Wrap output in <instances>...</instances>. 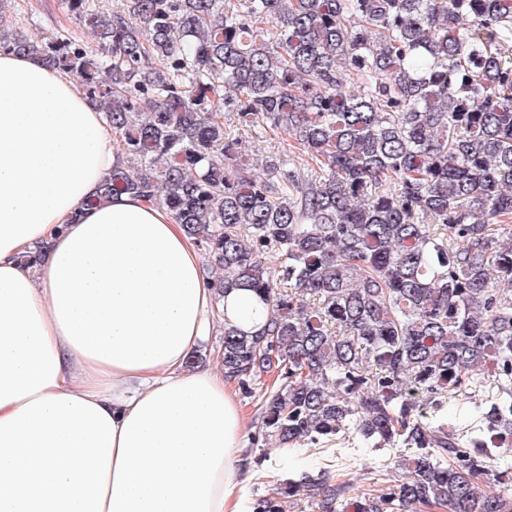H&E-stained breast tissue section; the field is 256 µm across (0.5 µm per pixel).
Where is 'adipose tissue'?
Masks as SVG:
<instances>
[{"instance_id":"ef3b65f1","label":"adipose tissue","mask_w":512,"mask_h":512,"mask_svg":"<svg viewBox=\"0 0 512 512\" xmlns=\"http://www.w3.org/2000/svg\"><path fill=\"white\" fill-rule=\"evenodd\" d=\"M122 162L73 76L0 54V512H241L246 415L185 364L214 314L267 311L166 206L95 201Z\"/></svg>"}]
</instances>
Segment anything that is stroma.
<instances>
[{"label": "stroma", "instance_id": "stroma-1", "mask_svg": "<svg viewBox=\"0 0 512 512\" xmlns=\"http://www.w3.org/2000/svg\"><path fill=\"white\" fill-rule=\"evenodd\" d=\"M15 19L29 34L39 35L64 30L96 49L94 38L81 29L67 10L65 0H16ZM234 135L247 160L264 161L271 156L290 153L286 141L278 139L259 127H237ZM496 395L493 385L485 383L477 387L447 395L440 404L423 402L422 422L435 429H445L449 435L462 439L471 436L481 423L483 413ZM239 402L248 420L245 446L255 455H263V466L255 468L253 478L245 490V501L268 493L285 471H308L324 474L329 484L345 486V497L359 501L385 490L391 475L397 471V463L406 456L403 448L388 445L373 446L360 441L353 432L345 431L318 444H305L296 449H285L270 437L259 436L261 425V393L252 397H240Z\"/></svg>", "mask_w": 512, "mask_h": 512}]
</instances>
